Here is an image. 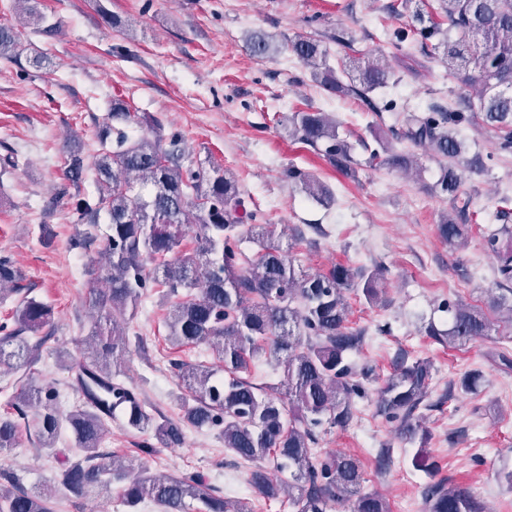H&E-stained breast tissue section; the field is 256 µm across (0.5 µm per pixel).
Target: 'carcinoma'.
I'll return each instance as SVG.
<instances>
[{"label": "carcinoma", "mask_w": 512, "mask_h": 512, "mask_svg": "<svg viewBox=\"0 0 512 512\" xmlns=\"http://www.w3.org/2000/svg\"><path fill=\"white\" fill-rule=\"evenodd\" d=\"M431 9L412 11L407 26L392 38L431 39L434 54L465 89L477 90L476 101L460 99L452 110L431 100L422 111L403 112L396 124L374 136L377 147L361 142L369 160L394 170H420L417 158L398 151L407 141L429 150L439 165L432 190L455 204L454 213L438 224L448 248H463L469 239L470 199L461 192L464 169L479 172L482 159L464 158L465 142L458 127L478 116L499 135V149L512 150V0H434ZM39 0H15L47 37L57 28L38 10ZM247 49L256 58L285 50L311 70L313 81L336 96H368L390 84L393 71L368 55L350 72L342 62L330 64V50L312 36L297 35L277 44L252 34ZM0 57L18 61L19 41L13 28L0 26ZM112 128L99 137L95 163L97 194L75 205L77 220L93 228L107 218L103 233L107 265L91 264L88 274L104 287L89 289L85 304L94 323L80 356L65 355L77 402L64 408L59 391L31 372L52 332L54 308L37 299L25 272L8 256L0 257V294L15 296L12 316L0 323V375L23 371L19 387L0 413V453L18 446L20 428L32 430L46 455L56 457V439L63 430L73 438L74 457L64 456L57 473L64 496L84 498L109 491L126 481L120 498L134 508L150 501L160 512H253L250 502L233 500L209 483L200 471L180 476L154 475L145 463L127 480L129 466L115 453L101 450L108 422L122 421L149 439L140 451L151 456L159 445L182 442L184 428L216 430L230 464L249 465L248 481L263 500L288 495L293 512H333L349 502L351 512H391L388 500L363 487L362 464L351 454L323 450V427L345 428L355 418L357 400L373 399L376 413L399 423L407 441H426L420 419L438 403L430 399L433 364L399 352L384 385L371 392L374 369L357 370L352 356L364 344L366 329L349 325L346 294L371 306L387 303L383 294L388 268L336 264L326 272L308 273L295 265L290 248L273 240L270 225L259 223L248 207L238 181L209 160H195L180 133L168 137L133 138L128 127L139 123L127 102L112 98ZM288 138L309 147L337 171L348 174L353 145L339 134L340 124L320 111H295L283 117ZM85 171L81 151L68 149L65 176L79 188ZM288 182L318 204L334 202L330 188L295 166L284 170ZM488 229L485 246L495 262L496 289L489 308L512 316V218L509 197L501 198ZM195 227L196 246L182 247L186 228ZM259 246L254 254L241 248L244 238ZM162 289L169 304L164 323L168 341L178 348L209 345L215 362L171 358L169 366L180 387L182 417L174 421L146 409V400L122 377L129 354L123 326L134 318L140 300ZM448 328L430 323L425 335L436 343L458 347L491 335L486 312L459 300L444 303ZM265 359L282 374L277 384L244 377L250 363ZM426 512H487L468 489L440 480L424 486ZM0 512H52L36 489L19 484L0 471Z\"/></svg>", "instance_id": "cac0c4a2"}]
</instances>
